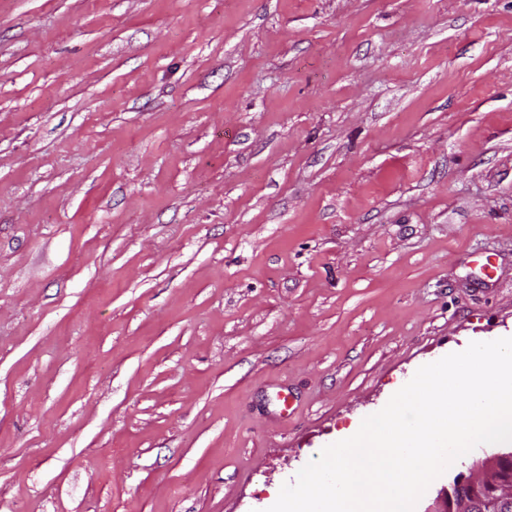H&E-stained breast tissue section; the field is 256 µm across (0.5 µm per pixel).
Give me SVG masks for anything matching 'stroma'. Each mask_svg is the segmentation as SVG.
Instances as JSON below:
<instances>
[{
    "label": "stroma",
    "mask_w": 512,
    "mask_h": 512,
    "mask_svg": "<svg viewBox=\"0 0 512 512\" xmlns=\"http://www.w3.org/2000/svg\"><path fill=\"white\" fill-rule=\"evenodd\" d=\"M504 337L512 0H0V512H266Z\"/></svg>",
    "instance_id": "obj_1"
}]
</instances>
